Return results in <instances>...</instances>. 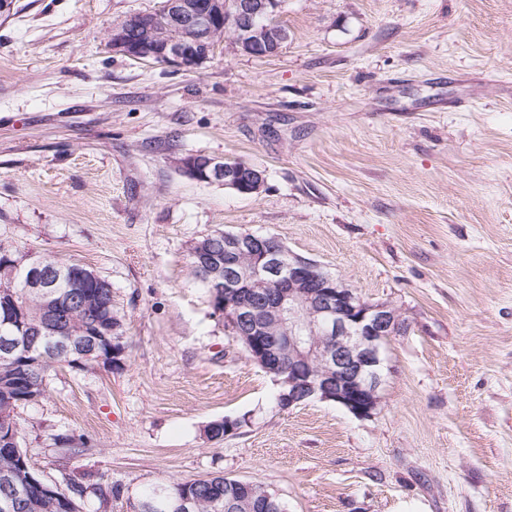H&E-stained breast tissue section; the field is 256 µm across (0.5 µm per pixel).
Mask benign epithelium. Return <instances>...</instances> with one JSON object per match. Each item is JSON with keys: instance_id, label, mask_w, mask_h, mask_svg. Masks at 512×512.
<instances>
[{"instance_id": "obj_1", "label": "benign epithelium", "mask_w": 512, "mask_h": 512, "mask_svg": "<svg viewBox=\"0 0 512 512\" xmlns=\"http://www.w3.org/2000/svg\"><path fill=\"white\" fill-rule=\"evenodd\" d=\"M281 0H163L157 15L112 26V52L138 60L172 63L195 72L229 37L244 54L276 55L288 39L277 23ZM178 167L198 182H222L242 195H256L265 170L239 160L208 156L201 168L183 156ZM273 238L253 232L224 233V256L196 244L195 267L219 299L224 328L237 333L248 359L288 387V406L308 400L336 401L360 419L374 416L383 379L384 346L402 331V318L389 303L364 300L344 282L296 255ZM124 352L87 341L76 365L109 369ZM27 353L14 336L0 337V362ZM229 512H252L253 482L235 479ZM190 498L163 502L160 512H190Z\"/></svg>"}]
</instances>
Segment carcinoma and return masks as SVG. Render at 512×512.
<instances>
[{
	"label": "carcinoma",
	"mask_w": 512,
	"mask_h": 512,
	"mask_svg": "<svg viewBox=\"0 0 512 512\" xmlns=\"http://www.w3.org/2000/svg\"><path fill=\"white\" fill-rule=\"evenodd\" d=\"M37 260L45 270L54 273V286L45 289L40 295L26 287V277L31 273L29 264ZM61 261L54 258L34 259L16 247L0 244V292L12 295V306L4 310L0 306V336H29V351L34 357H43L40 368V382L34 390H29L30 379L23 365L13 368L0 365V432H13L18 437L19 448L27 453L17 410L32 403L33 394H47L52 372L68 362L65 348L72 342L82 340L90 334L94 312L105 306L104 314L110 322L125 334V316L112 304V289L94 288L87 285L88 295L77 296L78 275L85 266L69 263L63 273L56 274V266ZM20 458L3 453L0 447V501L12 495L5 484V475L21 469ZM39 480L46 486L55 488L57 496L42 493L40 487L29 485L21 496L14 499L15 508L10 512H59L60 500L72 504L71 512H84L86 502L95 498L104 504L122 495L119 484L100 482L80 483L67 474L49 478L43 474ZM188 494L195 503L193 512H224V476L214 475L201 483L195 479L160 483L146 488L132 504L138 512L144 505L160 500L165 494Z\"/></svg>",
	"instance_id": "obj_1"
}]
</instances>
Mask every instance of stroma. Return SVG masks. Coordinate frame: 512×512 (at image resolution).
Segmentation results:
<instances>
[{
  "label": "stroma",
  "mask_w": 512,
  "mask_h": 512,
  "mask_svg": "<svg viewBox=\"0 0 512 512\" xmlns=\"http://www.w3.org/2000/svg\"><path fill=\"white\" fill-rule=\"evenodd\" d=\"M161 0H13L0 16V243L111 281L119 370H56L19 417L34 466L118 483L221 473L288 512H512V0H283L288 40L200 70L108 47ZM265 169L255 196L189 153ZM278 237L405 331L380 406L281 409L213 317L187 247ZM239 427L214 442V420ZM83 436L71 455L55 435Z\"/></svg>",
  "instance_id": "stroma-1"
}]
</instances>
